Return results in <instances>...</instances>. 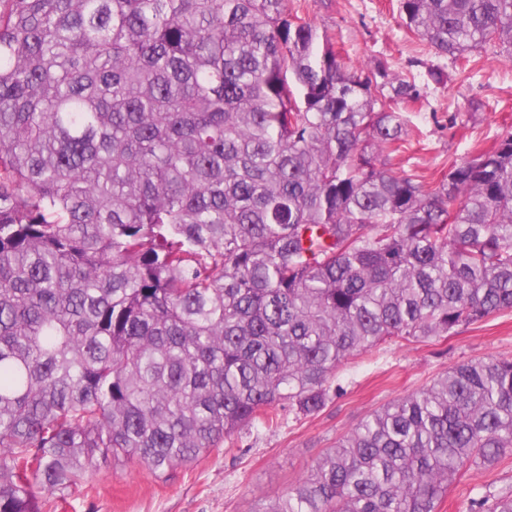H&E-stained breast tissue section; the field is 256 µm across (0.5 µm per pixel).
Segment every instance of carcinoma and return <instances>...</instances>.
<instances>
[{
  "instance_id": "carcinoma-1",
  "label": "carcinoma",
  "mask_w": 512,
  "mask_h": 512,
  "mask_svg": "<svg viewBox=\"0 0 512 512\" xmlns=\"http://www.w3.org/2000/svg\"><path fill=\"white\" fill-rule=\"evenodd\" d=\"M455 60L512 0H398ZM410 81L288 0H0V512L320 413L388 341L512 310V132L401 169ZM512 456V357L364 415L262 512H436ZM478 512H512L486 490Z\"/></svg>"
}]
</instances>
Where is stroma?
Instances as JSON below:
<instances>
[{"label": "stroma", "mask_w": 512, "mask_h": 512, "mask_svg": "<svg viewBox=\"0 0 512 512\" xmlns=\"http://www.w3.org/2000/svg\"><path fill=\"white\" fill-rule=\"evenodd\" d=\"M299 16L326 32L350 70L374 65L413 81L415 101L399 110L413 131L404 167L424 179L453 161L493 150L512 132V61L489 47L453 60L410 32L397 0H291ZM448 73L433 82L428 71ZM512 357V310L426 342L386 343L352 359L336 376L339 391L317 415H282L271 429H243L192 464L158 478L142 466H104L55 512H255L304 477L365 414L416 391L471 359ZM512 489V459L459 474L438 512H470L485 489Z\"/></svg>", "instance_id": "1"}]
</instances>
